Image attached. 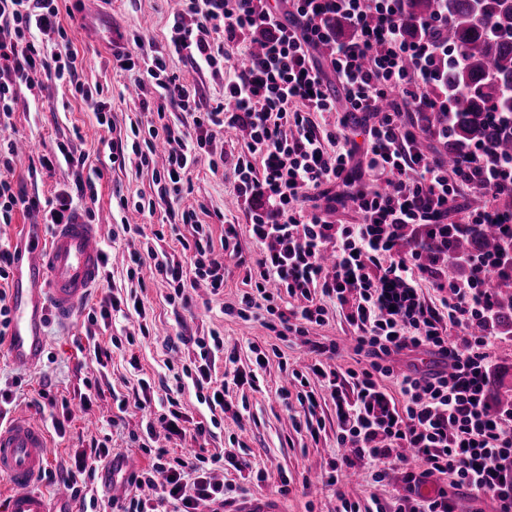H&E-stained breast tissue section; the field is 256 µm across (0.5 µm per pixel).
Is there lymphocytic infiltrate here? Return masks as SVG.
<instances>
[{
    "instance_id": "1",
    "label": "lymphocytic infiltrate",
    "mask_w": 512,
    "mask_h": 512,
    "mask_svg": "<svg viewBox=\"0 0 512 512\" xmlns=\"http://www.w3.org/2000/svg\"><path fill=\"white\" fill-rule=\"evenodd\" d=\"M404 0H182L172 17L165 45L145 44L141 35L117 33L112 40L113 68L129 73L136 86L151 82L155 97L142 100L144 110L163 117L176 106L192 117L191 130L167 123L150 126L145 140L122 137L109 143V161L137 169L151 168L156 141L168 147L167 165L153 170L154 197L134 203L119 199V209L155 210L182 197L193 168L209 152L217 133L248 132L246 150L233 166V189L243 205L253 238L265 251L255 266L239 254L236 225L228 224L220 240L195 211L181 213L192 228L182 239L189 260L159 259L154 247L132 252L129 277L140 276L146 260L171 289L168 303L189 307L191 291L224 288V261L245 271L248 286L237 314L252 310L276 314L268 330L278 336L306 335L310 324H323L326 302L340 307L352 328L351 343L364 358L359 368H332L336 346L313 342L315 361L307 372H293L303 387L308 414L320 406L317 395L336 405V443L327 481L338 484L354 461L374 468L372 481L384 483L390 470L401 469L406 485L404 512H458L452 490H466L494 501L495 512H512V407L489 401L485 387L495 349L493 335L478 333L493 310L494 285L512 273V259L471 254L469 275H448L453 257L451 237L483 224L495 225L512 245V215L498 207L512 193V159L482 166L480 146H472L455 166L441 154L422 151L421 131L408 125L407 112L433 114L432 138H448V96L440 90L443 66L450 55L439 34L448 22V7L439 0L424 20L405 17ZM59 0H0V126L11 117L19 88L35 90L41 79L74 80L77 56H47L49 42L66 38ZM327 48V62L316 56ZM178 57L223 81L224 91L202 98L194 85L171 72ZM240 56L245 65L225 76L224 64ZM336 76L347 104L337 112L328 78ZM337 112L332 126L314 123L312 113ZM40 168L65 162L74 191H62L44 203L24 187L0 178V223L11 224L16 211L43 210L49 224L74 218V199H96L102 169H87L85 155L69 145L38 155ZM479 198L471 207L457 201L458 186ZM326 206L305 207L310 193ZM352 208L360 221L335 224L324 208ZM408 242L401 252L400 242ZM433 288L436 302L426 303L422 286ZM289 299L284 311L274 303ZM135 318L138 329L128 343L149 337L144 301L136 293H107L88 313L89 323L111 325L115 316ZM168 350H183L186 361L166 389V410L147 423L168 434L206 440L211 429L189 423L178 394L192 386L210 411L230 412L223 396L229 387L259 388V371L267 361L257 351L251 366H239L224 353L219 334L166 340ZM425 353L433 366L423 370L409 362L394 372L395 356ZM225 369H218V360ZM111 453L106 443L91 440L74 456L64 478L75 497L86 498L96 463ZM157 449L152 464L164 481L155 499L135 495L117 512H198L199 506L223 505L224 486L210 480L200 464L168 459Z\"/></svg>"
}]
</instances>
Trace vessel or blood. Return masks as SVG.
<instances>
[{"mask_svg":"<svg viewBox=\"0 0 512 512\" xmlns=\"http://www.w3.org/2000/svg\"><path fill=\"white\" fill-rule=\"evenodd\" d=\"M101 267L98 229L80 216L56 225L47 242L20 252L10 296L7 356L13 366L23 370L39 367L47 342L46 316L70 320L98 282ZM46 446L45 429L36 419L19 416L0 426V475L13 487L7 512H76L69 493L36 487L46 461ZM137 468L132 455L113 452L98 470L99 483L103 490H112L119 478L134 475Z\"/></svg>","mask_w":512,"mask_h":512,"instance_id":"b4317fda","label":"vessel or blood"}]
</instances>
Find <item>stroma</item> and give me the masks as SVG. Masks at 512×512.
I'll return each mask as SVG.
<instances>
[{
	"label": "stroma",
	"mask_w": 512,
	"mask_h": 512,
	"mask_svg": "<svg viewBox=\"0 0 512 512\" xmlns=\"http://www.w3.org/2000/svg\"><path fill=\"white\" fill-rule=\"evenodd\" d=\"M175 3L176 0H94L89 7L77 5L72 16L62 19L66 39L48 47L53 54L77 53L78 82L103 88L112 103L113 128L97 127L94 113L80 100L73 85L64 81L48 84L41 100L20 98L8 129L21 145L9 178L23 184L29 194L50 200L72 180L70 170L63 165L56 166L52 172L42 171L37 177H29L31 150H47L57 142L72 139L78 151L87 156L89 166L103 169L104 176L97 184L96 222L102 249L112 261L113 292L122 296L137 287L125 269L129 251L139 248L143 237L161 228L165 231L163 248L168 253L181 254L179 238L188 235L189 229L172 223L162 205L150 214L132 209L123 212L118 208L119 197H127L133 203L153 195L152 172L163 169L166 155L157 152L148 170H137L131 164L122 170L108 169L104 143L112 139L114 131L129 133L134 124L145 130L158 121L156 113L141 110L138 96L131 92L128 75L113 70L110 43L118 31L140 34L148 42L164 43ZM244 148V140L235 133H219L210 148L209 158L201 159L195 168L190 189L177 207L195 210L199 221L210 225L216 239L220 238L225 223L237 224L239 250L247 260L253 261L259 258L261 247L246 228L247 219L236 200L232 179L212 173L209 168L210 158L222 156L230 161ZM123 219L139 225L140 233L113 234L114 225ZM245 290L242 271L228 268L224 274L223 294L214 300L206 289H197L192 308L186 310L167 302L170 288L161 278L148 279L145 300L156 337L136 346L130 353L121 348L113 350L112 361L105 367L91 354L94 344H107L113 337L124 339L131 324L121 318L113 320L108 328L98 324L92 329L95 337H88L85 308L78 309L68 322L49 320L46 354L41 367L35 371L21 372L13 368L0 349V382L15 376L21 380L15 393L14 411L31 413L43 425H50L62 409L35 403L39 389L50 387L59 400L71 402L85 392L87 382L100 384L104 390L103 396L95 398L90 410L73 413L65 436L49 434L47 470L61 473L76 448L93 437L110 439L112 447L136 456L143 470L151 467L150 450L166 448L175 456L192 447V440L167 437L161 429L145 445H138L133 436L140 433L146 413L132 406L127 411H119L115 399L128 395L130 383L140 377L151 382L155 397H162L165 385L173 381L172 367L182 364L179 355L163 346V338L180 334L205 336L215 330L224 338L225 351L237 352L241 364H248L255 345L269 351L270 356L261 372L260 390L233 388L229 391L227 399L240 411V418H232L228 413L212 416L207 406L198 403L194 389L184 390L181 396L184 411L193 420L207 422L214 418L218 421L205 444V457L234 456L251 464L253 475L250 478H242L232 466L216 464L212 467V479L228 487L245 485L252 497L276 498L282 512H336L337 491L326 483L329 463L336 454V407L330 401L323 403L318 414L322 423L319 441H312L305 432L296 431L294 421L303 418V408L296 395L284 399L279 392L289 384L287 368H302L311 362L312 356L306 353L296 335H288L282 341L275 332L264 328L260 320L246 321L234 314H222V307L239 306ZM351 334V327L333 306L329 307L323 325L309 328L310 339L324 344L336 343L335 362L343 369L356 367L358 361L349 341ZM133 354L139 358L135 368L129 364ZM283 483L289 489L285 495L278 492ZM344 492L362 506L366 505L370 493H377L388 502L390 512H398L405 484L401 472L396 470L383 486L373 487L370 470L360 465Z\"/></svg>",
	"instance_id": "1"
}]
</instances>
